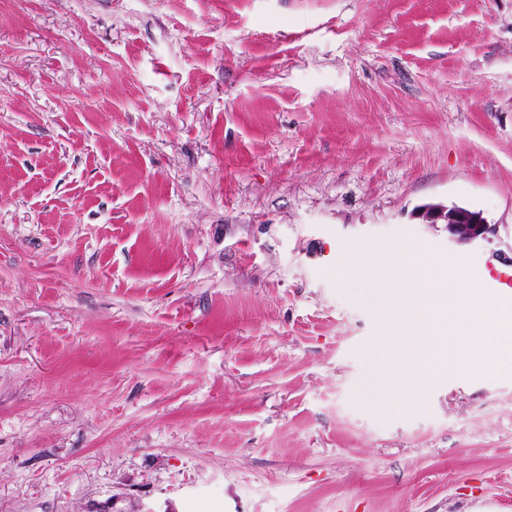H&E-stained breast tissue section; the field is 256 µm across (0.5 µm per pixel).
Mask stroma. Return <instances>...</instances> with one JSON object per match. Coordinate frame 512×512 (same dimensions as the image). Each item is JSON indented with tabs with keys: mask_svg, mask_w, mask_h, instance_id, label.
I'll return each mask as SVG.
<instances>
[{
	"mask_svg": "<svg viewBox=\"0 0 512 512\" xmlns=\"http://www.w3.org/2000/svg\"><path fill=\"white\" fill-rule=\"evenodd\" d=\"M402 241L512 251V0H0V512H512V376L374 386ZM420 217L426 224H445L448 238L458 244L488 241L496 233L495 225L481 212L463 206L428 204L421 208Z\"/></svg>",
	"mask_w": 512,
	"mask_h": 512,
	"instance_id": "35a3bbf8",
	"label": "stroma"
}]
</instances>
